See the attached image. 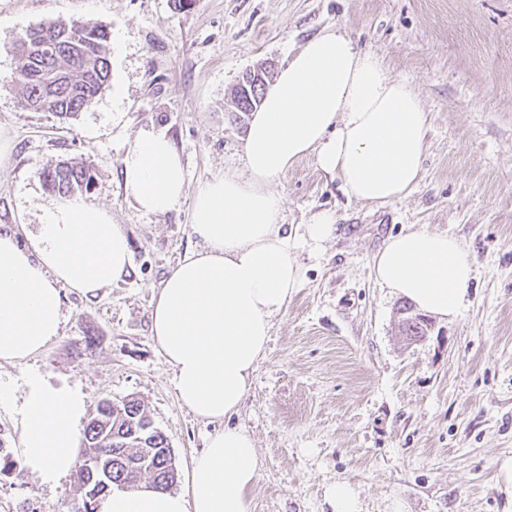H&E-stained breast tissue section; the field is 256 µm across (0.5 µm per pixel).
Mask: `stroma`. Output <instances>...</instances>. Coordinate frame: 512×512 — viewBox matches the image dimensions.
Masks as SVG:
<instances>
[{"label": "stroma", "mask_w": 512, "mask_h": 512, "mask_svg": "<svg viewBox=\"0 0 512 512\" xmlns=\"http://www.w3.org/2000/svg\"><path fill=\"white\" fill-rule=\"evenodd\" d=\"M57 20L109 31L111 79L70 118L21 105L12 45ZM340 31L411 81L429 117L423 177L379 206L347 197L306 156L275 181L285 226L330 211L336 236L297 242L303 283L274 318L264 358L232 424L255 441L261 470L250 512H331L326 487L349 481L363 512H512V0H0V231L36 233L54 201L42 170L89 166L85 201L106 209L132 252L125 275L97 295L63 292L59 336L39 354L0 365L21 392L38 371L78 385L89 408L134 396L187 475L218 422L180 404L150 332L163 279L186 250L192 201L139 210L122 157L139 132L164 133L190 187L243 174L247 131L229 120L230 92L266 64L277 74L317 35ZM429 229L456 237L474 260L468 302L430 317L424 340L399 329L402 298L374 278L389 235ZM16 406L0 403V512H75V476L48 486L19 463Z\"/></svg>", "instance_id": "1"}]
</instances>
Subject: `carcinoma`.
<instances>
[{
    "mask_svg": "<svg viewBox=\"0 0 512 512\" xmlns=\"http://www.w3.org/2000/svg\"><path fill=\"white\" fill-rule=\"evenodd\" d=\"M108 32L98 25H75L56 21L25 32L16 49L19 66L15 80L21 86L24 106L61 117L77 115L108 85L111 65ZM45 188L59 196L89 192L92 169L60 161L41 173ZM149 420L144 405L135 397L120 404L109 400L98 403L84 432L86 452L106 457L111 485L134 487L142 479L167 490L177 480V468L166 437L153 427L143 430ZM84 497L91 504L107 493L106 488L89 484L76 470Z\"/></svg>",
    "mask_w": 512,
    "mask_h": 512,
    "instance_id": "carcinoma-1",
    "label": "carcinoma"
}]
</instances>
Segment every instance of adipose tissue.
Here are the masks:
<instances>
[{
  "mask_svg": "<svg viewBox=\"0 0 512 512\" xmlns=\"http://www.w3.org/2000/svg\"><path fill=\"white\" fill-rule=\"evenodd\" d=\"M427 112L405 79L340 32L307 41L277 72L250 118L246 176L227 174L188 194L182 158L162 133L144 131L122 160L139 209L164 214L192 196L186 251L164 279L151 333L173 372L179 401L198 418L224 422L194 460L185 491L141 485L104 496L98 512H250L259 477L254 441L233 425L265 354L273 320L303 276L282 224L273 183L314 155L352 199L385 204L421 178ZM125 234L102 208L80 198L48 207L36 234L20 242L0 232V363L15 364L59 336L62 288L96 295L130 264ZM374 277L425 313L456 316L473 278V259L454 237L428 229L389 236L375 253ZM87 394L39 372L24 380L16 425L21 466L53 486L77 465Z\"/></svg>",
  "mask_w": 512,
  "mask_h": 512,
  "instance_id": "obj_1",
  "label": "adipose tissue"
}]
</instances>
